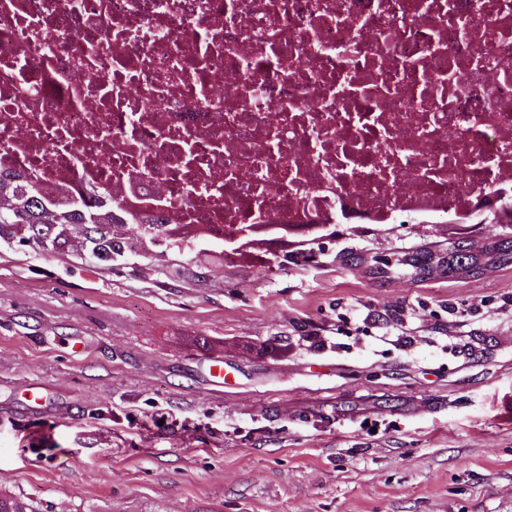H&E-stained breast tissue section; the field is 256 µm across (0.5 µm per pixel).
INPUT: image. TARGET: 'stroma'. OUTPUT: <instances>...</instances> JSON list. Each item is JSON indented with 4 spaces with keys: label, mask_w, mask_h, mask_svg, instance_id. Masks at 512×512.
<instances>
[{
    "label": "stroma",
    "mask_w": 512,
    "mask_h": 512,
    "mask_svg": "<svg viewBox=\"0 0 512 512\" xmlns=\"http://www.w3.org/2000/svg\"><path fill=\"white\" fill-rule=\"evenodd\" d=\"M336 230L268 267L163 232L98 259L82 224L1 229L0 492L40 512H512V265L419 275L406 258L447 255V225Z\"/></svg>",
    "instance_id": "stroma-1"
}]
</instances>
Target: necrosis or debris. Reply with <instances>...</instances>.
<instances>
[{"mask_svg": "<svg viewBox=\"0 0 512 512\" xmlns=\"http://www.w3.org/2000/svg\"><path fill=\"white\" fill-rule=\"evenodd\" d=\"M112 221L475 224L512 207V0H0V178Z\"/></svg>", "mask_w": 512, "mask_h": 512, "instance_id": "obj_1", "label": "necrosis or debris"}]
</instances>
